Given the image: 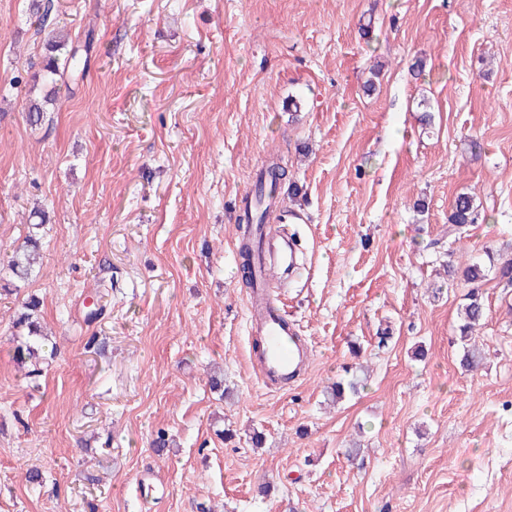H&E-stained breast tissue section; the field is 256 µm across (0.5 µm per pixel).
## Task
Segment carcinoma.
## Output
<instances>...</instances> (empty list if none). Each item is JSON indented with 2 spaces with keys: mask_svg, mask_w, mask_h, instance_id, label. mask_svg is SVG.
Wrapping results in <instances>:
<instances>
[{
  "mask_svg": "<svg viewBox=\"0 0 512 512\" xmlns=\"http://www.w3.org/2000/svg\"><path fill=\"white\" fill-rule=\"evenodd\" d=\"M49 55L45 58L43 65V78L52 83L56 82V76L60 75L59 54L66 51V60L69 65L75 67L78 64L77 54L79 49L67 48V38L62 34L55 35L47 43ZM287 176L286 168L279 162L273 161L267 164L258 174L255 183L254 197L255 204H246L240 221L246 224L244 231V242L240 246V255L243 259L242 270L245 284L249 288L255 287L254 278V251L251 242L250 228L254 224L266 222L271 202L275 198L276 191L283 179ZM478 219V205L475 196L468 192L456 196L452 212L448 218V234L453 235L468 224H473ZM39 241L33 236L18 246L9 257L6 269L10 276L17 282L25 283L36 271L39 265ZM448 278L459 280L468 288L466 302L460 310V324L458 330L463 340L471 338L486 319V309L481 292V282L487 273L478 263H471L465 266L447 265ZM39 301L31 298L22 303V312L12 322L13 337L17 339V356L27 359L34 366L31 373L38 372L40 353L43 351L45 337L40 334L36 313L38 312ZM483 360L481 349L473 344L464 351L461 364L468 370L479 368Z\"/></svg>",
  "mask_w": 512,
  "mask_h": 512,
  "instance_id": "1",
  "label": "carcinoma"
}]
</instances>
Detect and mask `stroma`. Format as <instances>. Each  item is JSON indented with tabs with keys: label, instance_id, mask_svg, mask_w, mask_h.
I'll list each match as a JSON object with an SVG mask.
<instances>
[{
	"label": "stroma",
	"instance_id": "1",
	"mask_svg": "<svg viewBox=\"0 0 512 512\" xmlns=\"http://www.w3.org/2000/svg\"><path fill=\"white\" fill-rule=\"evenodd\" d=\"M30 4L0 0V512H512V285L484 281L468 372L442 272L512 258V0H51L42 24ZM58 30L90 62L50 86ZM274 159L302 261L277 304L314 354L280 390L251 365L239 256ZM461 192L480 217L452 235ZM31 295L53 348L35 377L11 339ZM350 372L366 387L331 403ZM67 47V38L62 34L52 36L47 43L49 55L45 58L43 65V78L51 83H56V76L60 77L59 54ZM62 75V73H61ZM27 240L18 246L9 257L6 269L10 276L20 283L27 282L39 265V241L29 235Z\"/></svg>",
	"mask_w": 512,
	"mask_h": 512
}]
</instances>
